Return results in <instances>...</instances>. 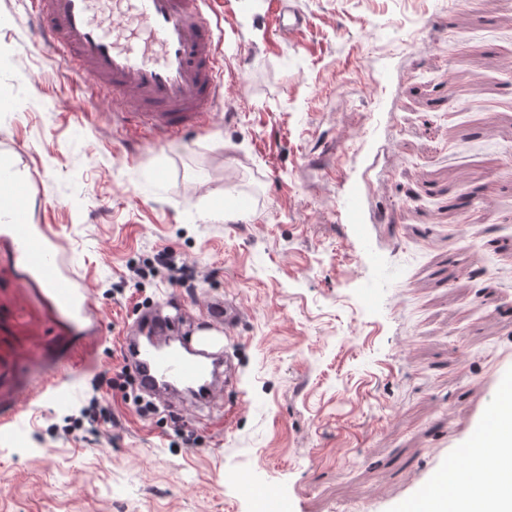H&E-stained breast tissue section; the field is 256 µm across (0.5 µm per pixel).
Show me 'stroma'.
Masks as SVG:
<instances>
[{"instance_id":"35a3bbf8","label":"stroma","mask_w":512,"mask_h":512,"mask_svg":"<svg viewBox=\"0 0 512 512\" xmlns=\"http://www.w3.org/2000/svg\"><path fill=\"white\" fill-rule=\"evenodd\" d=\"M220 0L224 96L158 146L0 0V155L88 288L61 310L0 225V512H401L512 385V0ZM461 196L464 208L454 207ZM248 201L237 219L224 211ZM169 248L197 274L132 277ZM484 269L472 279L474 269ZM211 327L235 383L208 405L63 435L137 312ZM70 373L65 406L43 390ZM195 446H186L183 431ZM276 4V31L281 36H288L299 31L304 24V16L298 8L279 0Z\"/></svg>"}]
</instances>
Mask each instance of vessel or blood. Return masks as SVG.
<instances>
[{
	"mask_svg": "<svg viewBox=\"0 0 512 512\" xmlns=\"http://www.w3.org/2000/svg\"><path fill=\"white\" fill-rule=\"evenodd\" d=\"M37 37L58 54L64 70L108 102L113 120L142 129L156 144L179 138L209 122L224 86L221 54L212 22V0H30ZM276 30L299 31L304 16L278 0ZM0 210L12 228L24 263L34 269L66 308L85 312L86 291L64 268L59 246L47 228L23 223L29 186L0 161ZM138 333L123 339L122 351L142 392L192 391L203 402L221 392V351L202 344L196 352L171 345L172 326L149 311L137 318Z\"/></svg>",
	"mask_w": 512,
	"mask_h": 512,
	"instance_id": "obj_1",
	"label": "vessel or blood"
}]
</instances>
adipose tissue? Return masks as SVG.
Segmentation results:
<instances>
[{
    "instance_id": "adipose-tissue-1",
    "label": "adipose tissue",
    "mask_w": 512,
    "mask_h": 512,
    "mask_svg": "<svg viewBox=\"0 0 512 512\" xmlns=\"http://www.w3.org/2000/svg\"><path fill=\"white\" fill-rule=\"evenodd\" d=\"M499 427L488 433L480 446L469 450L471 465L491 469L492 482L471 487L461 474L440 476V490L408 503L403 512H512V388L500 397Z\"/></svg>"
}]
</instances>
